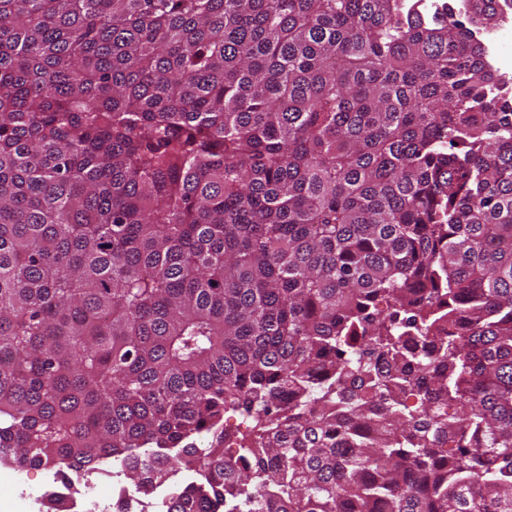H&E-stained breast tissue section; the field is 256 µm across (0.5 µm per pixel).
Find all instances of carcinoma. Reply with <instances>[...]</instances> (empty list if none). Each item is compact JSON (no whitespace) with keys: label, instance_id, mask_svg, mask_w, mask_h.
I'll return each mask as SVG.
<instances>
[{"label":"carcinoma","instance_id":"cac0c4a2","mask_svg":"<svg viewBox=\"0 0 512 512\" xmlns=\"http://www.w3.org/2000/svg\"><path fill=\"white\" fill-rule=\"evenodd\" d=\"M497 5L0 0V461L512 512Z\"/></svg>","mask_w":512,"mask_h":512}]
</instances>
